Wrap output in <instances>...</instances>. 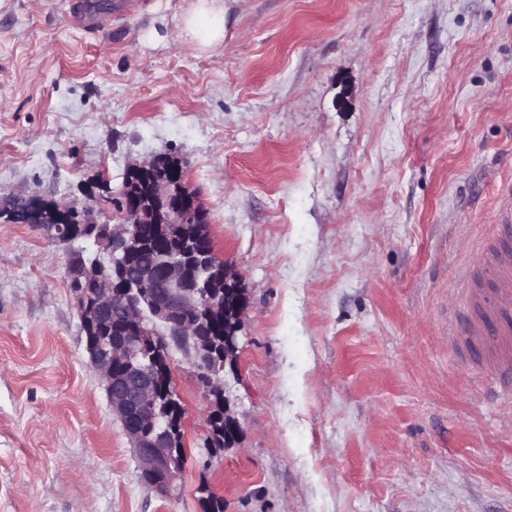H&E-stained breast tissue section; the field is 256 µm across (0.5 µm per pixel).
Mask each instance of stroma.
Wrapping results in <instances>:
<instances>
[{
    "label": "stroma",
    "mask_w": 512,
    "mask_h": 512,
    "mask_svg": "<svg viewBox=\"0 0 512 512\" xmlns=\"http://www.w3.org/2000/svg\"><path fill=\"white\" fill-rule=\"evenodd\" d=\"M0 9V512H512V401L448 349L458 283L512 181V0H191ZM179 160L250 298L210 448L193 355L170 352L187 455L143 485L92 369L72 286L92 240L5 212ZM182 34L206 51L224 42V1L196 0L183 18Z\"/></svg>",
    "instance_id": "35a3bbf8"
}]
</instances>
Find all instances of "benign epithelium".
<instances>
[{
  "mask_svg": "<svg viewBox=\"0 0 512 512\" xmlns=\"http://www.w3.org/2000/svg\"><path fill=\"white\" fill-rule=\"evenodd\" d=\"M130 170L148 177L151 198L142 200L141 183L128 175L118 195L125 222L112 228V242L94 237L96 251H105L109 265L96 260L84 267L75 288L80 320L88 334L112 333V339L89 349L93 368L106 382L112 414L121 422L135 453L141 482L167 495L183 462L185 408L177 390L167 387L169 407L178 410L172 423L157 406L160 327L182 339L193 352L209 392L222 390L225 368L235 369L239 333L249 300L235 267L213 250L208 221L184 179V170L166 157L135 163ZM74 204L33 201L13 211L23 224H56L73 220ZM160 225L165 245L142 240L137 225ZM216 266L224 294L199 283L204 266ZM224 313V363L209 357V335L202 312ZM237 421L224 410V446L237 441Z\"/></svg>",
  "mask_w": 512,
  "mask_h": 512,
  "instance_id": "7a95c632",
  "label": "benign epithelium"
}]
</instances>
